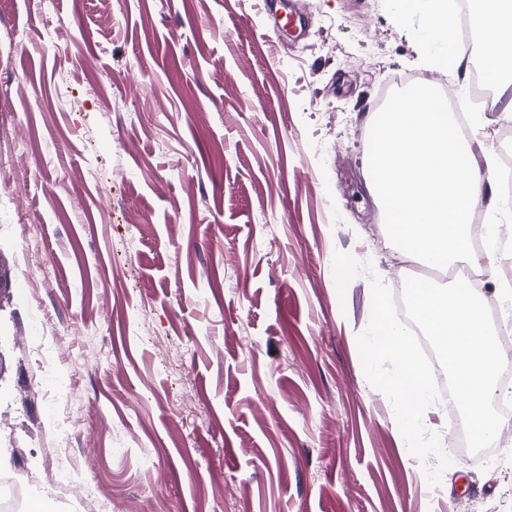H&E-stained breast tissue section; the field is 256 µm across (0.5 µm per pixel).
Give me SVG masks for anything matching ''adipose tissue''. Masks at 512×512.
Instances as JSON below:
<instances>
[{
    "label": "adipose tissue",
    "mask_w": 512,
    "mask_h": 512,
    "mask_svg": "<svg viewBox=\"0 0 512 512\" xmlns=\"http://www.w3.org/2000/svg\"><path fill=\"white\" fill-rule=\"evenodd\" d=\"M410 9L427 15V31L431 38L447 43L454 57H462L463 50L455 40L448 23L446 0H409ZM479 22L485 32L484 54L491 64L512 62V0H481ZM379 334L375 338L376 355L390 357L394 369L381 376L380 382L396 397L400 430L410 454L423 458L427 450L420 435L426 415L425 396L429 383L419 370L412 342L386 313L378 315Z\"/></svg>",
    "instance_id": "ef3b65f1"
}]
</instances>
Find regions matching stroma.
Instances as JSON below:
<instances>
[{
	"label": "stroma",
	"instance_id": "1",
	"mask_svg": "<svg viewBox=\"0 0 512 512\" xmlns=\"http://www.w3.org/2000/svg\"><path fill=\"white\" fill-rule=\"evenodd\" d=\"M0 0V478L24 512H459L495 463L423 460L368 356L419 261L369 193L397 78L470 101L404 0ZM345 276H337V266ZM50 345L52 403L19 399ZM78 478L52 498L43 461Z\"/></svg>",
	"mask_w": 512,
	"mask_h": 512
}]
</instances>
